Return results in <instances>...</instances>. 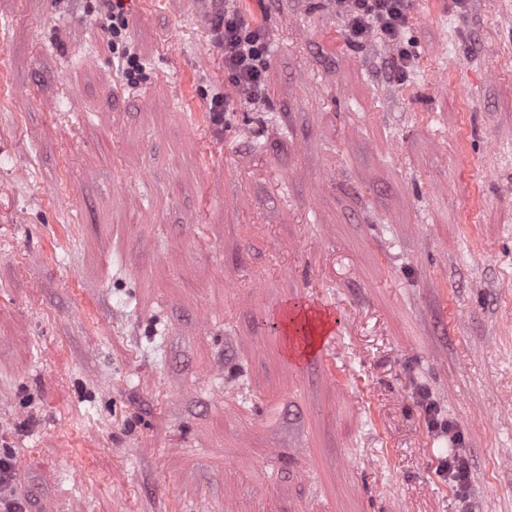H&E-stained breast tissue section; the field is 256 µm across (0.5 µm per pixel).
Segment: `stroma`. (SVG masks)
<instances>
[{
	"label": "stroma",
	"instance_id": "obj_1",
	"mask_svg": "<svg viewBox=\"0 0 512 512\" xmlns=\"http://www.w3.org/2000/svg\"><path fill=\"white\" fill-rule=\"evenodd\" d=\"M230 103L200 0H0V453L28 512H512V0H239ZM324 301L321 361L263 324ZM428 395L460 436L429 431ZM106 8V19L110 22L108 27L112 31V54H118L122 61L123 73L128 82L138 79L142 64L137 53L131 51L127 42L128 21L125 17L122 0H99ZM224 1V10L216 13L212 23L214 43L224 54V73H228L232 92L212 99L211 112H225L229 99L240 105L266 102L264 77L270 51L262 29L234 5ZM330 1L354 41L374 37L393 47L401 45L409 25V0ZM437 470L443 476L446 475L448 483L455 488L462 504V511H471L467 494L468 461L459 455L448 456L440 463Z\"/></svg>",
	"mask_w": 512,
	"mask_h": 512
}]
</instances>
